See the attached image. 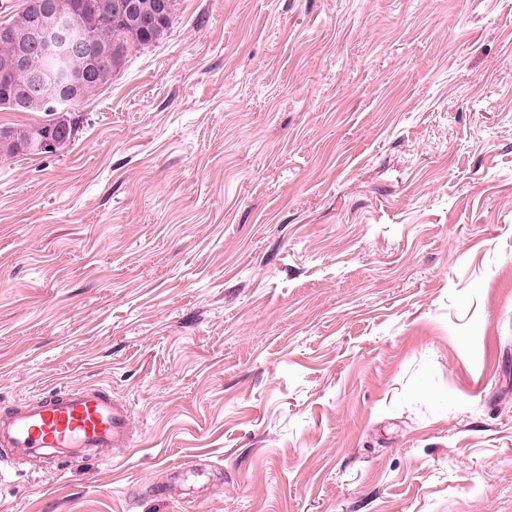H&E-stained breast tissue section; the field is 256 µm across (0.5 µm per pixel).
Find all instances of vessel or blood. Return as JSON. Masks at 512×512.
Masks as SVG:
<instances>
[{
    "label": "vessel or blood",
    "mask_w": 512,
    "mask_h": 512,
    "mask_svg": "<svg viewBox=\"0 0 512 512\" xmlns=\"http://www.w3.org/2000/svg\"><path fill=\"white\" fill-rule=\"evenodd\" d=\"M132 443L129 404L100 388L74 389L0 407V450L58 464L106 458Z\"/></svg>",
    "instance_id": "vessel-or-blood-1"
}]
</instances>
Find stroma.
<instances>
[{
  "label": "stroma",
  "mask_w": 512,
  "mask_h": 512,
  "mask_svg": "<svg viewBox=\"0 0 512 512\" xmlns=\"http://www.w3.org/2000/svg\"><path fill=\"white\" fill-rule=\"evenodd\" d=\"M71 113L0 157V404L133 445L0 512H512V0H179Z\"/></svg>",
  "instance_id": "35a3bbf8"
}]
</instances>
